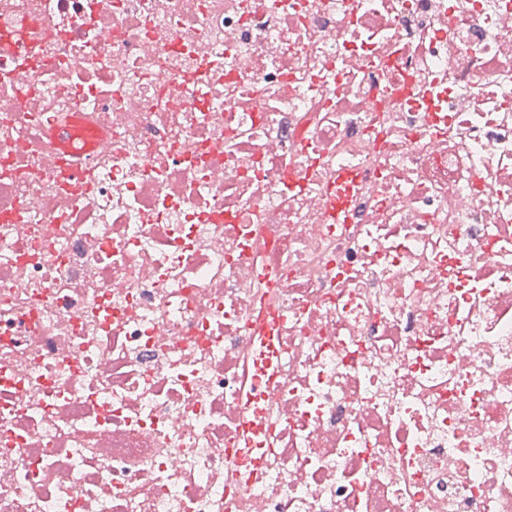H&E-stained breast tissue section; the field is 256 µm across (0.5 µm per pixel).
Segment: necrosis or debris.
I'll use <instances>...</instances> for the list:
<instances>
[{"mask_svg": "<svg viewBox=\"0 0 512 512\" xmlns=\"http://www.w3.org/2000/svg\"><path fill=\"white\" fill-rule=\"evenodd\" d=\"M0 512H512V0H0Z\"/></svg>", "mask_w": 512, "mask_h": 512, "instance_id": "1", "label": "necrosis or debris"}]
</instances>
